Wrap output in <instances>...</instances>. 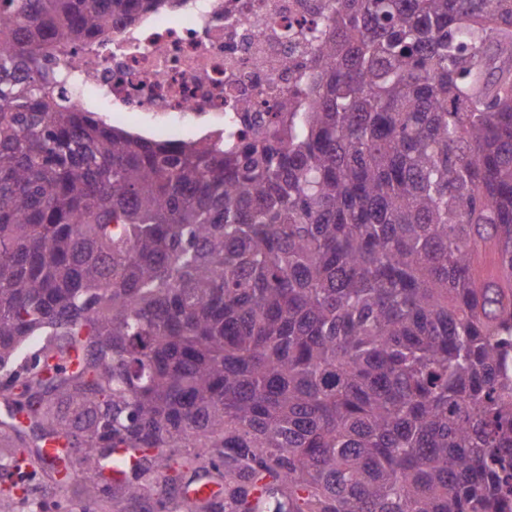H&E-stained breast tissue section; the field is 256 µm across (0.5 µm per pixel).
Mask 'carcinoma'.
<instances>
[{
	"label": "carcinoma",
	"mask_w": 512,
	"mask_h": 512,
	"mask_svg": "<svg viewBox=\"0 0 512 512\" xmlns=\"http://www.w3.org/2000/svg\"><path fill=\"white\" fill-rule=\"evenodd\" d=\"M170 2L0 0V512L19 461L76 462L79 512H501L512 0H332L305 103L231 147L45 70Z\"/></svg>",
	"instance_id": "cac0c4a2"
}]
</instances>
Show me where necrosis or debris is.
Masks as SVG:
<instances>
[{
    "label": "necrosis or debris",
    "instance_id": "1",
    "mask_svg": "<svg viewBox=\"0 0 512 512\" xmlns=\"http://www.w3.org/2000/svg\"><path fill=\"white\" fill-rule=\"evenodd\" d=\"M329 0H180L177 7L116 21L92 41L69 45L47 67L89 112L131 125L153 140L180 141L189 133L217 140L240 135L237 109L270 120L292 93L317 52L311 31ZM291 27L292 41L280 31ZM291 58L295 66L283 70ZM141 113L130 121V113Z\"/></svg>",
    "mask_w": 512,
    "mask_h": 512
}]
</instances>
